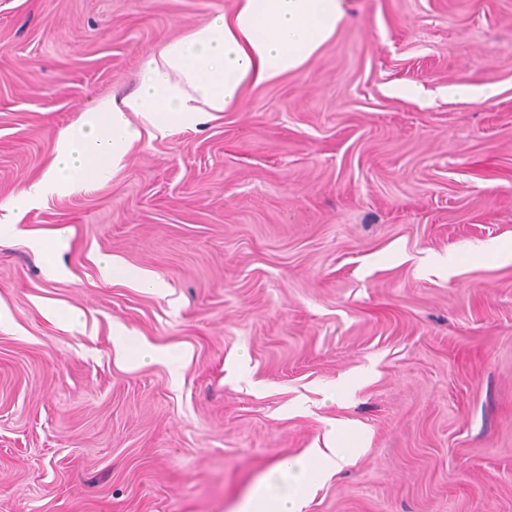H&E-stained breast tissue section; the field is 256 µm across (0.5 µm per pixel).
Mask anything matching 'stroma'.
Masks as SVG:
<instances>
[{
  "label": "stroma",
  "mask_w": 512,
  "mask_h": 512,
  "mask_svg": "<svg viewBox=\"0 0 512 512\" xmlns=\"http://www.w3.org/2000/svg\"><path fill=\"white\" fill-rule=\"evenodd\" d=\"M235 6L0 0V512H236L337 424L365 445L303 512H512V0H345L298 70L15 209Z\"/></svg>",
  "instance_id": "1"
}]
</instances>
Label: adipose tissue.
<instances>
[{"mask_svg": "<svg viewBox=\"0 0 512 512\" xmlns=\"http://www.w3.org/2000/svg\"><path fill=\"white\" fill-rule=\"evenodd\" d=\"M344 16V0H237L232 12L215 14L148 53L136 91L100 98L61 131L51 162L24 190L21 206L116 173L143 136L206 123L236 105L247 86L301 68ZM349 457L338 429H331L325 447L289 460L287 487L257 482L237 512H303L314 479L338 472Z\"/></svg>", "mask_w": 512, "mask_h": 512, "instance_id": "obj_1", "label": "adipose tissue"}]
</instances>
